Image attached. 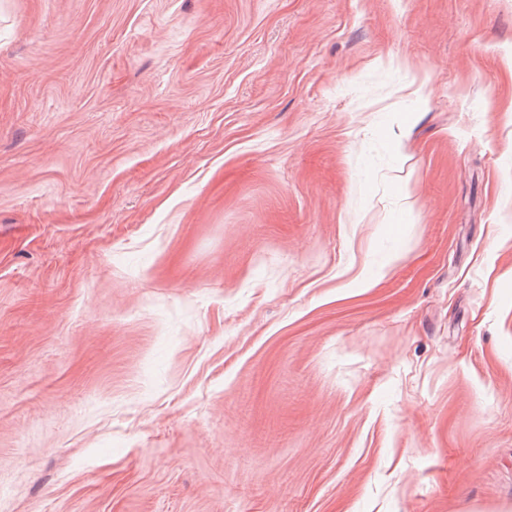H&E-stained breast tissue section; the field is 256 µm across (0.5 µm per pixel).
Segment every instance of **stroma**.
<instances>
[{
  "label": "stroma",
  "mask_w": 512,
  "mask_h": 512,
  "mask_svg": "<svg viewBox=\"0 0 512 512\" xmlns=\"http://www.w3.org/2000/svg\"><path fill=\"white\" fill-rule=\"evenodd\" d=\"M0 512H512V0H0Z\"/></svg>",
  "instance_id": "1"
}]
</instances>
